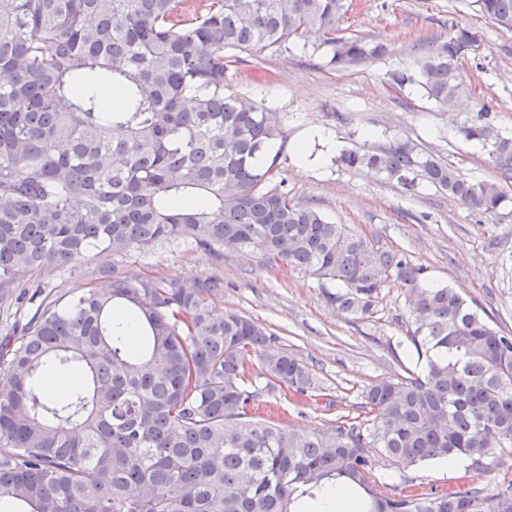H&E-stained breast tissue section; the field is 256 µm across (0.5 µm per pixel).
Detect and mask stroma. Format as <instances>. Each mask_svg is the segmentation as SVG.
I'll list each match as a JSON object with an SVG mask.
<instances>
[{"instance_id":"stroma-1","label":"stroma","mask_w":512,"mask_h":512,"mask_svg":"<svg viewBox=\"0 0 512 512\" xmlns=\"http://www.w3.org/2000/svg\"><path fill=\"white\" fill-rule=\"evenodd\" d=\"M341 27L387 46V55L347 69L330 66L327 47L240 54L225 83L236 93L280 112L285 139L280 176L294 201L317 208L384 250L401 251L433 285L455 288L484 312L490 324L512 331V214L478 215L446 193L424 184L405 190L396 181L342 167L339 152L408 141L437 154L468 178L493 180L512 197V171L502 169L463 128L478 113L512 133V31L499 29L473 0H349ZM477 31L474 58L460 66L458 103L446 111L420 88H396L394 69L413 66L421 42L444 40L451 24ZM307 142L317 163L297 166L293 149ZM110 264L153 278L189 280L221 275L220 312L232 311L268 327L279 348L307 365L319 387L312 397L281 403L280 423L309 432L330 431L340 416H356L362 390L371 382L414 368L407 334L412 317L404 287L389 279L373 314L355 318L330 299L334 288L309 272L273 266L259 255L234 250L217 255L182 240H165L120 255L80 254L43 272V295L71 299L94 281L97 265ZM371 479L384 493L442 491L456 485L483 488L484 479L427 462L397 469L375 455Z\"/></svg>"}]
</instances>
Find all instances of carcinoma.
<instances>
[{
  "label": "carcinoma",
  "mask_w": 512,
  "mask_h": 512,
  "mask_svg": "<svg viewBox=\"0 0 512 512\" xmlns=\"http://www.w3.org/2000/svg\"><path fill=\"white\" fill-rule=\"evenodd\" d=\"M185 2L0 0V299H24L34 275L85 250L188 240L308 271L336 286L332 302L352 316L372 314L384 282L400 279L422 372L368 385L364 418L324 434L250 420L254 362L273 389L317 386L267 327L213 314L224 278L103 268L84 295L40 303L18 344L0 345V500L22 512H302L345 483L358 512H512V479H496L512 460V336L426 282L406 254L293 202L278 156L264 159L284 138L280 113L224 87L231 51L305 48L316 33L329 63L350 68L386 46L338 35L347 0ZM475 3L512 30V0ZM476 42L452 24L391 81L449 109ZM99 85L121 105L103 110ZM487 116L465 134L512 170V136ZM338 161L408 191L425 181L481 215L507 200L500 184L408 142ZM116 307L139 323L143 346L126 344ZM65 367L77 384L51 399L44 377ZM375 452L399 469L461 457L494 486L387 496L370 486Z\"/></svg>",
  "instance_id": "obj_1"
}]
</instances>
